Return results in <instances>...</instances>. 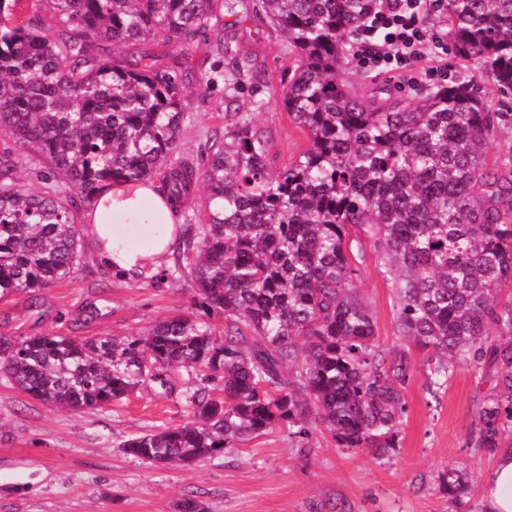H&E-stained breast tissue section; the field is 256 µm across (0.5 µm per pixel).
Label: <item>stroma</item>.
I'll return each mask as SVG.
<instances>
[{"mask_svg": "<svg viewBox=\"0 0 512 512\" xmlns=\"http://www.w3.org/2000/svg\"><path fill=\"white\" fill-rule=\"evenodd\" d=\"M431 60L365 69L348 57L353 90L384 87L411 103L428 89L475 74V89L492 111L511 112L475 60H462L441 13L424 17ZM224 34L241 56L261 66V83L238 94L243 111L271 136L268 166L282 169L308 146V134L280 103L294 58L256 0H240L225 16ZM191 121L179 146L199 167L209 163V137L224 124V86L190 85ZM356 286L376 322V341L402 345L391 287L371 245H364ZM83 266L73 280L43 289L37 301L16 294L0 301V334L114 337L144 332L153 323L190 310L193 295L171 278L173 261L159 271L123 276L83 243ZM412 372L402 396L406 412L397 446L376 457L367 448L338 447L325 430L308 437L276 428L255 434L223 453L188 465L149 463L127 455L123 443L189 419L183 394L197 385L193 370L176 371L173 393L147 382L126 399L99 408L52 409L0 377V512H179L186 499L207 512H482L480 490L491 475V454L474 453L469 437L479 411L496 393L493 378L458 366L440 387L430 385L426 355L410 350ZM466 475L465 490L449 500L438 476L447 466Z\"/></svg>", "mask_w": 512, "mask_h": 512, "instance_id": "1", "label": "stroma"}]
</instances>
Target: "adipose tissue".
Here are the masks:
<instances>
[{
	"instance_id": "1",
	"label": "adipose tissue",
	"mask_w": 512,
	"mask_h": 512,
	"mask_svg": "<svg viewBox=\"0 0 512 512\" xmlns=\"http://www.w3.org/2000/svg\"><path fill=\"white\" fill-rule=\"evenodd\" d=\"M175 214L154 180L115 182L101 188L85 211L84 231L101 263L133 275L170 254L181 233ZM481 500L483 512H512V448L496 451Z\"/></svg>"
}]
</instances>
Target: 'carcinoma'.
I'll return each instance as SVG.
<instances>
[{
	"instance_id": "cac0c4a2",
	"label": "carcinoma",
	"mask_w": 512,
	"mask_h": 512,
	"mask_svg": "<svg viewBox=\"0 0 512 512\" xmlns=\"http://www.w3.org/2000/svg\"><path fill=\"white\" fill-rule=\"evenodd\" d=\"M295 67L282 94L309 136L298 159L268 168L267 136L235 96L263 72L224 41L213 0H0V138L33 151L0 152V300L73 278L83 233L73 196L89 207L113 181L155 175L177 206L205 191L206 219L174 246L194 309L139 336H0V375L47 407L84 410L126 398L144 382L174 391L173 371L200 384L184 396L191 420L124 442L147 462L193 463L276 427L322 426L340 448L396 447L405 412V350L374 343L376 326L355 281L352 246L370 241L391 283L398 331L432 364L430 384L457 362L489 366L500 398L483 408L472 447H499L512 423V149L488 161L512 114L492 112L475 77L428 90L412 106L388 91L347 88L345 47L377 0H257ZM450 37L512 94V0H444ZM214 32L224 67V133L197 168L176 151L190 120L192 71L163 46ZM27 168L54 186L35 192ZM220 315L216 331L207 318ZM509 335L494 341L496 328ZM451 500L458 470L439 476Z\"/></svg>"
}]
</instances>
